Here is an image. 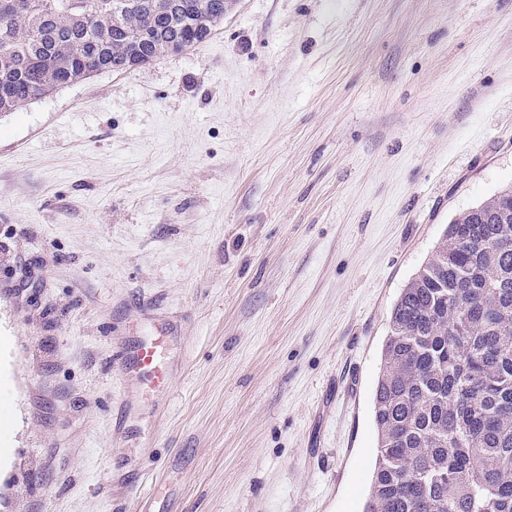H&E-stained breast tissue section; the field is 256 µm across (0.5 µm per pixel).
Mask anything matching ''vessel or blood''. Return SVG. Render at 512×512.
<instances>
[{
  "mask_svg": "<svg viewBox=\"0 0 512 512\" xmlns=\"http://www.w3.org/2000/svg\"><path fill=\"white\" fill-rule=\"evenodd\" d=\"M172 334L170 325H162L156 335L138 337L116 353L122 373L150 389L159 401L168 399L174 381L168 348Z\"/></svg>",
  "mask_w": 512,
  "mask_h": 512,
  "instance_id": "obj_1",
  "label": "vessel or blood"
}]
</instances>
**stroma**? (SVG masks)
I'll use <instances>...</instances> for the list:
<instances>
[{"mask_svg": "<svg viewBox=\"0 0 512 512\" xmlns=\"http://www.w3.org/2000/svg\"><path fill=\"white\" fill-rule=\"evenodd\" d=\"M510 186L512 0H234L1 116L0 512H362L393 305ZM157 334L125 343L115 357L126 377L150 389L157 401H167L174 381L168 348L173 334L170 324L158 327Z\"/></svg>", "mask_w": 512, "mask_h": 512, "instance_id": "35a3bbf8", "label": "stroma"}]
</instances>
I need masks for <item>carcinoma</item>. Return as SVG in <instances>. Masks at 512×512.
I'll use <instances>...</instances> for the list:
<instances>
[{
    "mask_svg": "<svg viewBox=\"0 0 512 512\" xmlns=\"http://www.w3.org/2000/svg\"><path fill=\"white\" fill-rule=\"evenodd\" d=\"M0 0V115L206 41L224 0ZM364 512H512V188L459 214L403 288L373 396Z\"/></svg>",
    "mask_w": 512,
    "mask_h": 512,
    "instance_id": "cac0c4a2",
    "label": "carcinoma"
}]
</instances>
